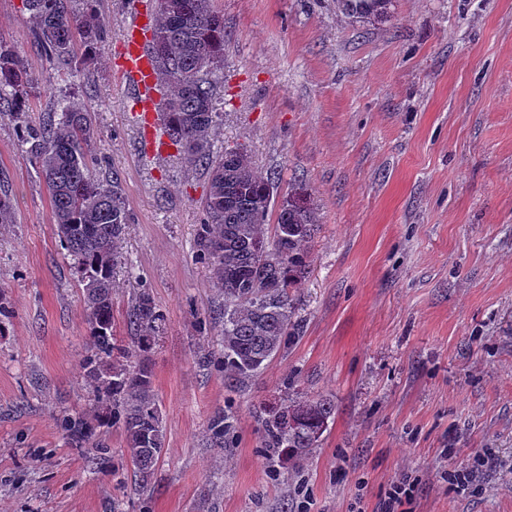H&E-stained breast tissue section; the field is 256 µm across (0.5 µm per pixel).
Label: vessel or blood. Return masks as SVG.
<instances>
[{"instance_id":"obj_1","label":"vessel or blood","mask_w":512,"mask_h":512,"mask_svg":"<svg viewBox=\"0 0 512 512\" xmlns=\"http://www.w3.org/2000/svg\"><path fill=\"white\" fill-rule=\"evenodd\" d=\"M153 24V18L140 11L134 21L122 30L120 72L125 85L133 90L131 110L145 129L146 150L158 154L168 151L169 141L158 128L155 93L158 76L147 54L149 29Z\"/></svg>"}]
</instances>
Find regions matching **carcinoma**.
<instances>
[{
    "label": "carcinoma",
    "mask_w": 512,
    "mask_h": 512,
    "mask_svg": "<svg viewBox=\"0 0 512 512\" xmlns=\"http://www.w3.org/2000/svg\"><path fill=\"white\" fill-rule=\"evenodd\" d=\"M96 2L22 0L34 41L50 61L72 66L78 46L84 58L95 57L108 35ZM154 2L151 42L163 50L152 51V58L167 134L185 166L207 170L205 221L197 230L196 247L224 296L217 313L222 323L219 357L203 354L200 361L217 363L225 390L238 393L299 337L296 293L307 274L319 214L313 202L300 203L291 191L276 204L279 174L259 172L247 147H235L229 161L214 152L217 95L224 83V16L212 0ZM390 5L391 0H342L343 9L357 18L385 19ZM42 86L43 79L15 47L0 39V115L12 118L21 147L44 179L61 247L79 275L89 325L82 369L95 405L86 413H64L57 422L70 443L89 445L100 455L104 445L97 429L119 427L139 491L145 493L165 448L147 358L164 317L149 290L140 288L128 310L133 350L112 336V288L125 268L122 244L133 217L118 175L100 178L93 172L92 113L59 101L41 122L28 120L29 102ZM273 211L276 224L269 228ZM14 221L12 191L0 182V224ZM335 414L336 405L328 398L285 395L258 416L267 456L282 465L299 462L318 447ZM206 436L211 448L233 447L234 415L214 413Z\"/></svg>",
    "instance_id": "carcinoma-1"
}]
</instances>
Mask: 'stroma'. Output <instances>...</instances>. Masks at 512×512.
<instances>
[{
  "label": "stroma",
  "mask_w": 512,
  "mask_h": 512,
  "mask_svg": "<svg viewBox=\"0 0 512 512\" xmlns=\"http://www.w3.org/2000/svg\"><path fill=\"white\" fill-rule=\"evenodd\" d=\"M224 16V112L216 149L251 150L259 171L305 187L319 212L298 291L302 333L240 393L224 390L215 318L223 298L196 256L207 175L148 155L118 70L130 0H98L110 36L61 74L33 43L21 0H0V38L46 80L40 121L68 99L94 118L95 171L119 174L134 220L112 290L128 340L134 290L166 327L149 354L165 451L151 493L134 490L121 429L103 470L64 440L59 414L94 405L78 275L42 176L0 116V512H379L391 483H417L403 512H512V471L468 490L440 481L484 449L512 461V0H393L387 19L336 0H214ZM336 415L296 470L274 469L257 415L287 392ZM237 417L234 447L205 442ZM236 420L232 413L217 411L209 419L206 436L211 448H231L236 440Z\"/></svg>",
  "instance_id": "obj_1"
}]
</instances>
